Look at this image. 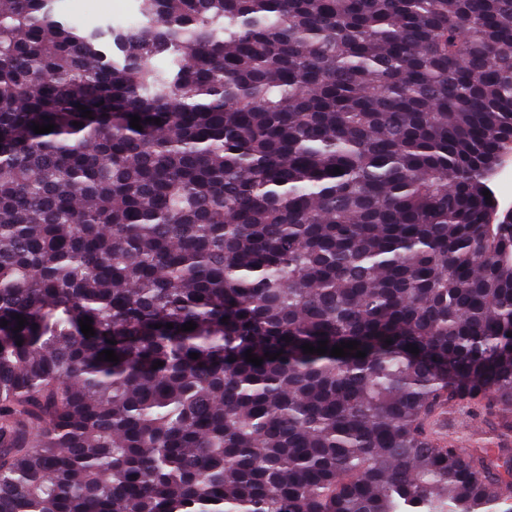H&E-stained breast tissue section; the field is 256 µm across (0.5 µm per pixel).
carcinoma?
<instances>
[{"label": "carcinoma", "mask_w": 512, "mask_h": 512, "mask_svg": "<svg viewBox=\"0 0 512 512\" xmlns=\"http://www.w3.org/2000/svg\"><path fill=\"white\" fill-rule=\"evenodd\" d=\"M54 2L0 0V512H512L435 429L512 407V0ZM68 2L71 4L63 5ZM138 6L137 0H58L57 2L58 10L73 21L72 13L83 15L86 21L80 24L87 28H95L104 24L111 19V11L129 9L139 16Z\"/></svg>", "instance_id": "obj_1"}]
</instances>
